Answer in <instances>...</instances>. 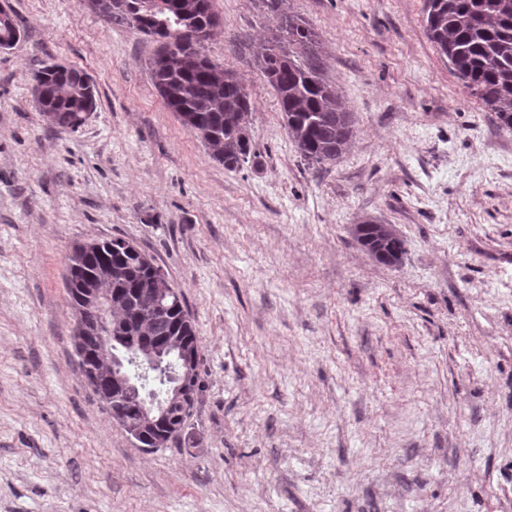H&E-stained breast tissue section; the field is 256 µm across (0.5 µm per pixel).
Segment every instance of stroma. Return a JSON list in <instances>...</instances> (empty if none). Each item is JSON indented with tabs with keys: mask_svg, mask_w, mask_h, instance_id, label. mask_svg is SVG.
Masks as SVG:
<instances>
[{
	"mask_svg": "<svg viewBox=\"0 0 512 512\" xmlns=\"http://www.w3.org/2000/svg\"><path fill=\"white\" fill-rule=\"evenodd\" d=\"M205 54L255 103L247 162L211 159L164 105L156 44L82 0H0V512H512V130L426 34V0H213ZM316 33L354 117L305 161L259 46ZM97 106L49 124L40 62ZM394 225L401 262L354 224ZM121 237L167 271L200 338L194 441L147 453L77 364V243ZM32 95L39 112L54 125L78 128L85 120L84 102L96 107L95 87L82 71L59 63H46L32 76ZM353 234L356 242L379 263L396 265L405 253L404 240L389 224L366 221L356 224Z\"/></svg>",
	"mask_w": 512,
	"mask_h": 512,
	"instance_id": "35a3bbf8",
	"label": "stroma"
}]
</instances>
